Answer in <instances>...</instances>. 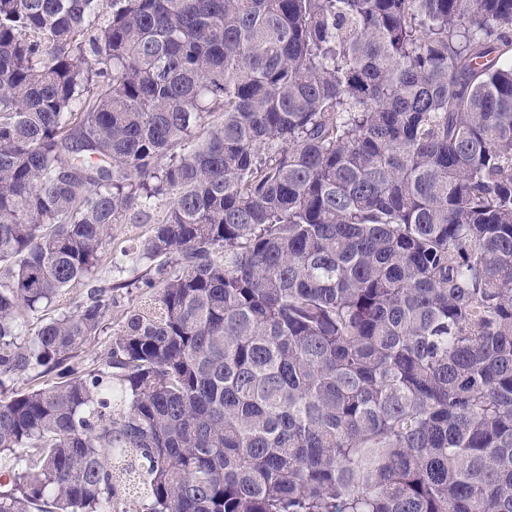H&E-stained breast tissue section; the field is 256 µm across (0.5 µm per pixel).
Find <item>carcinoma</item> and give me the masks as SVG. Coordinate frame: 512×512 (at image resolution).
Listing matches in <instances>:
<instances>
[{
    "mask_svg": "<svg viewBox=\"0 0 512 512\" xmlns=\"http://www.w3.org/2000/svg\"><path fill=\"white\" fill-rule=\"evenodd\" d=\"M130 502L512 512V0H0V512ZM154 224H117L113 238L106 244L105 252L118 253L123 247L135 246L151 233ZM143 298L141 291L136 288H129L128 291L123 290L122 296L118 298L117 306L112 309L111 328H109L103 335L97 336L94 341L88 343L83 348L82 356L84 359L91 360L105 352L113 329H117V324L121 321L123 312H126L129 308L140 304V301L144 300Z\"/></svg>",
    "mask_w": 512,
    "mask_h": 512,
    "instance_id": "carcinoma-1",
    "label": "carcinoma"
}]
</instances>
